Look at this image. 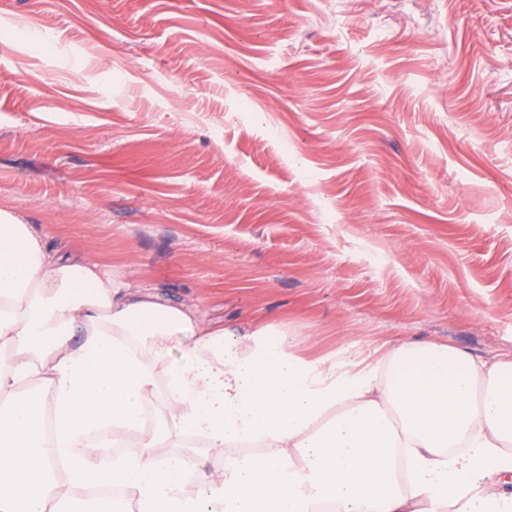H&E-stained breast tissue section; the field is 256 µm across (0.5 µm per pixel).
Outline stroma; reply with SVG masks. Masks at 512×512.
Here are the masks:
<instances>
[{"label":"stroma","mask_w":512,"mask_h":512,"mask_svg":"<svg viewBox=\"0 0 512 512\" xmlns=\"http://www.w3.org/2000/svg\"><path fill=\"white\" fill-rule=\"evenodd\" d=\"M0 209L309 358L512 359V0H0Z\"/></svg>","instance_id":"obj_1"}]
</instances>
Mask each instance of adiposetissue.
<instances>
[{
  "label": "adipose tissue",
  "instance_id": "obj_1",
  "mask_svg": "<svg viewBox=\"0 0 512 512\" xmlns=\"http://www.w3.org/2000/svg\"><path fill=\"white\" fill-rule=\"evenodd\" d=\"M502 473L512 360L309 359L287 330L209 324L52 255L0 210V512H72L94 487L135 512H512L483 488Z\"/></svg>",
  "mask_w": 512,
  "mask_h": 512
}]
</instances>
